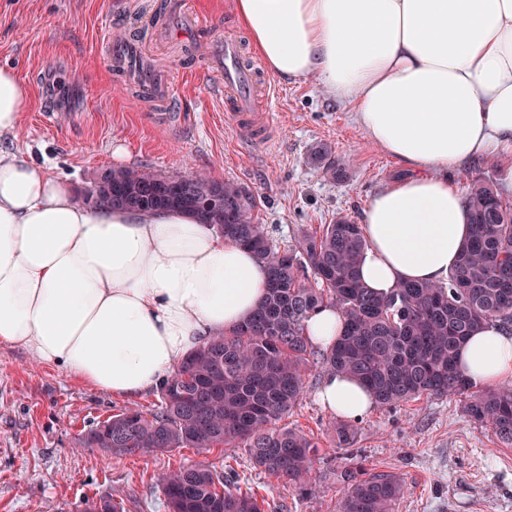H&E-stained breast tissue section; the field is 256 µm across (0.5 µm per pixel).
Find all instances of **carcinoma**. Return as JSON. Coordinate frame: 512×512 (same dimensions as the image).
<instances>
[{"label": "carcinoma", "instance_id": "1", "mask_svg": "<svg viewBox=\"0 0 512 512\" xmlns=\"http://www.w3.org/2000/svg\"><path fill=\"white\" fill-rule=\"evenodd\" d=\"M116 190L130 192L137 210L172 209L170 196L183 197L182 211L224 203L217 230L255 253L268 278L253 316L192 351L162 380L153 409L119 410L91 430L86 445L110 444L119 456L245 448L253 468L305 494L323 478L319 443L280 422L302 404L307 377L320 368L357 378L382 409L424 396L459 397L470 420L512 447V384L477 390L455 362L459 346L480 329L512 334V205L489 183L468 186L471 232L448 279L403 284L389 295L360 280L367 242L361 225L344 216L283 249L255 220V200L234 207L245 190L232 182L200 173L167 177L149 167L109 170L90 204L117 206ZM326 304L336 306L342 326L336 341L321 348L305 322ZM329 431L343 455L337 512H395L406 484L367 467L355 452L359 420H334ZM236 477L233 470L187 465L156 482L168 512H268L267 499L242 491Z\"/></svg>", "mask_w": 512, "mask_h": 512}]
</instances>
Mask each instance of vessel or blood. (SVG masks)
Masks as SVG:
<instances>
[{
  "label": "vessel or blood",
  "mask_w": 512,
  "mask_h": 512,
  "mask_svg": "<svg viewBox=\"0 0 512 512\" xmlns=\"http://www.w3.org/2000/svg\"><path fill=\"white\" fill-rule=\"evenodd\" d=\"M208 24V18L190 11L185 0H171L167 24L164 28L158 29L156 35L165 38L173 31L183 28L196 32ZM106 45L107 63L113 69L125 73L130 84L137 88L145 100L157 103L160 108L157 115L159 122L170 123L173 116L167 112L166 107L173 103L178 95V85L156 83L148 72L140 69L130 40L115 35L107 39ZM204 54L224 60V85L220 95L224 99L226 118L247 141H269L274 135V126L268 111V102L256 99L254 88L258 71L241 62L236 38L230 34L225 35L223 40L207 45Z\"/></svg>",
  "instance_id": "1"
}]
</instances>
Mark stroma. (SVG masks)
<instances>
[{"label":"stroma","mask_w":512,"mask_h":512,"mask_svg":"<svg viewBox=\"0 0 512 512\" xmlns=\"http://www.w3.org/2000/svg\"><path fill=\"white\" fill-rule=\"evenodd\" d=\"M169 0H0V65L14 67L31 95L14 137L0 149L44 163L52 176L82 189L104 171L144 165L166 176L207 173L256 197L254 210L277 245L301 231L345 216L361 222L374 194L398 178L395 159L371 141L352 112L316 78L275 81L274 138L241 141L224 121L219 75L189 59L182 42L146 34L144 24ZM209 24L196 41L236 35L245 63L264 61L251 49L234 0H187ZM135 38L143 67L158 78L188 75L176 101L179 121L155 125L150 103L138 100L120 72L104 64L102 31ZM332 148L344 179L325 175L310 154ZM312 372L288 427L315 438L325 475L312 495L250 466L245 449L178 448L118 456L84 441L90 430L127 406L152 409L156 392L135 399L100 392L62 370L38 364L22 348L0 345V512H81L86 499L124 501L126 512H168L157 474L186 465L223 467L233 459L242 490L266 497L277 512H336L340 461L326 429L334 415ZM357 451L369 467L400 475L407 486L397 512H512V447L471 422L456 399L421 397L364 415Z\"/></svg>","instance_id":"35a3bbf8"}]
</instances>
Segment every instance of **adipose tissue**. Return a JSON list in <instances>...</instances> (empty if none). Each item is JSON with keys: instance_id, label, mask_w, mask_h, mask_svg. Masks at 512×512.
<instances>
[{"instance_id": "ef3b65f1", "label": "adipose tissue", "mask_w": 512, "mask_h": 512, "mask_svg": "<svg viewBox=\"0 0 512 512\" xmlns=\"http://www.w3.org/2000/svg\"><path fill=\"white\" fill-rule=\"evenodd\" d=\"M277 79L317 78L405 169L363 216L359 275L387 294L437 283L458 261L468 213L450 172L497 156L512 190V0H235ZM29 103L0 67V136ZM267 269L199 215L80 203L45 164L0 150V344L98 391L135 398L256 310ZM458 364L477 385L512 378V336L486 327ZM321 404L344 419L375 407L352 377Z\"/></svg>"}]
</instances>
